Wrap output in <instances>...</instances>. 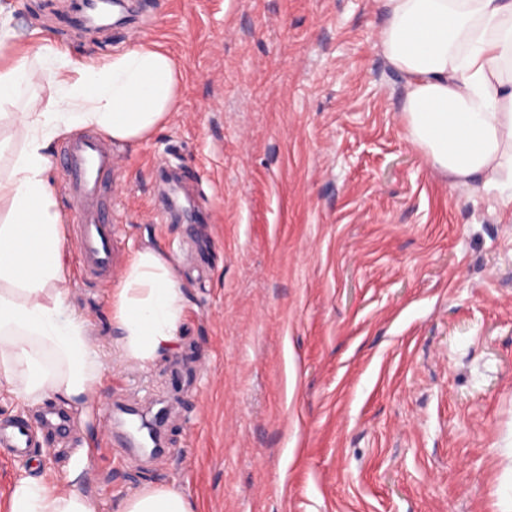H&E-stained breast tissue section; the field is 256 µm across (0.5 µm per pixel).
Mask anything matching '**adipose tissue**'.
Returning a JSON list of instances; mask_svg holds the SVG:
<instances>
[{"mask_svg": "<svg viewBox=\"0 0 512 512\" xmlns=\"http://www.w3.org/2000/svg\"><path fill=\"white\" fill-rule=\"evenodd\" d=\"M383 55L401 77L407 139L451 187L495 196L512 223V0H383ZM48 83V101L31 89ZM180 73L137 42L103 64L71 60L52 45L0 66V108L22 146L0 177V389L36 408L50 395L90 400L101 361L88 322L69 300L64 226L48 171L51 142L79 128L138 141L178 106ZM186 295L171 262L136 253L113 294L112 321L124 361H155L177 342ZM6 512H97L83 495L28 477ZM123 512H194L173 487L128 499Z\"/></svg>", "mask_w": 512, "mask_h": 512, "instance_id": "1", "label": "adipose tissue"}]
</instances>
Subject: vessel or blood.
Segmentation results:
<instances>
[{"mask_svg":"<svg viewBox=\"0 0 512 512\" xmlns=\"http://www.w3.org/2000/svg\"><path fill=\"white\" fill-rule=\"evenodd\" d=\"M70 199V222L83 272L102 279L112 273V215L105 202L104 178L114 164L111 141L82 134L59 150ZM35 445L30 426L22 420L0 424V447L12 458L27 456Z\"/></svg>","mask_w":512,"mask_h":512,"instance_id":"obj_1","label":"vessel or blood"}]
</instances>
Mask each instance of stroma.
<instances>
[{"instance_id":"35a3bbf8","label":"stroma","mask_w":512,"mask_h":512,"mask_svg":"<svg viewBox=\"0 0 512 512\" xmlns=\"http://www.w3.org/2000/svg\"><path fill=\"white\" fill-rule=\"evenodd\" d=\"M88 35L66 0H0L16 51L101 64L147 41L178 109L116 145L112 276L63 261L103 364L89 407L22 406L39 444L0 461V500L36 476L120 512L174 487L195 512H499L512 500V224L450 190L406 139L381 0H127ZM174 194L202 221L172 219ZM169 258L187 308L174 348L122 361L112 296L136 252ZM178 395L167 452L116 447L123 407ZM69 417L67 430L44 424Z\"/></svg>"}]
</instances>
